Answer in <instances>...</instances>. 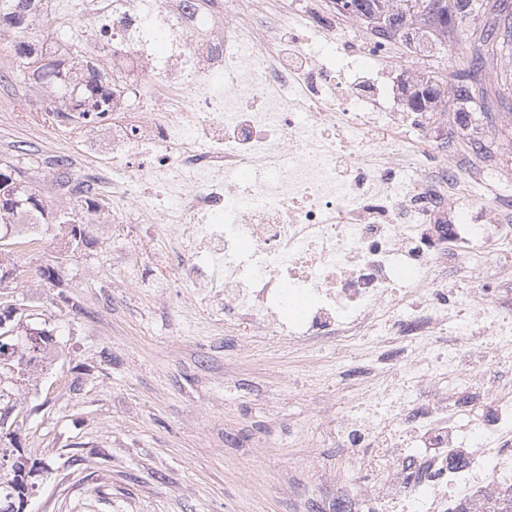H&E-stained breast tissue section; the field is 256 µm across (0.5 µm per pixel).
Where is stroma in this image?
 <instances>
[{
    "label": "stroma",
    "mask_w": 512,
    "mask_h": 512,
    "mask_svg": "<svg viewBox=\"0 0 512 512\" xmlns=\"http://www.w3.org/2000/svg\"><path fill=\"white\" fill-rule=\"evenodd\" d=\"M78 0H54L35 39L69 32L77 54L111 76L110 54L88 31ZM512 55L491 57L472 76L491 111L477 131L512 143V101L497 80ZM85 154L64 132L42 139L28 127L0 130V159L18 168L49 215L83 224L85 243L66 242L59 225L17 249L10 293L52 330L46 369L32 370L20 395L28 457L47 466L29 512H302L300 489L319 482L336 493V456L318 415L336 397V350L274 342L234 321L217 325L194 309L187 283L157 287L146 270L123 284L122 262L145 227L105 224L57 188L49 150ZM53 265L59 283L36 278Z\"/></svg>",
    "instance_id": "stroma-1"
}]
</instances>
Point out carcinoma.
Here are the masks:
<instances>
[{"mask_svg":"<svg viewBox=\"0 0 512 512\" xmlns=\"http://www.w3.org/2000/svg\"><path fill=\"white\" fill-rule=\"evenodd\" d=\"M50 0H0V32L12 34L14 71L12 76L26 79L31 76L50 86L58 99L75 100V112H106L105 102L112 96L111 82L103 81L93 62L81 57L69 66L41 53L30 41L32 31L49 15ZM343 9L365 20L372 19L391 31L406 27L411 39L425 41L429 49L440 47L454 34L464 32L466 24L480 17L484 24L474 39V57L462 63L456 79L449 88L427 79L410 93L409 108L422 109L424 102L441 101L453 95L461 105L470 103L478 112L486 111L485 96L466 82L467 72L485 56H495L512 50V0H342ZM33 191L21 172L0 164V192L8 197L25 198ZM39 224L45 219V208L22 205L7 211L0 210V231L11 230V244L31 242L23 231V220ZM53 342L48 335L42 346L32 352L21 345L20 357H28L26 367L46 358ZM22 410L18 388L12 382L0 380V412ZM34 467L26 463L19 432L0 427V512H9L8 504L29 482Z\"/></svg>","mask_w":512,"mask_h":512,"instance_id":"1","label":"carcinoma"}]
</instances>
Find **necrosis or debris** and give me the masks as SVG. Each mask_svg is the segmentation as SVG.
Listing matches in <instances>:
<instances>
[{"label": "necrosis or debris", "mask_w": 512, "mask_h": 512, "mask_svg": "<svg viewBox=\"0 0 512 512\" xmlns=\"http://www.w3.org/2000/svg\"><path fill=\"white\" fill-rule=\"evenodd\" d=\"M82 20L112 26V112L65 126L112 150L76 180L79 158L49 154L61 190L110 184L113 223L169 225L173 250L149 257L180 268L199 310L335 345V512L512 497V199L488 143L403 109L395 74L419 82L428 61L339 0H88ZM50 105L8 103L0 125L53 131Z\"/></svg>", "instance_id": "obj_1"}]
</instances>
